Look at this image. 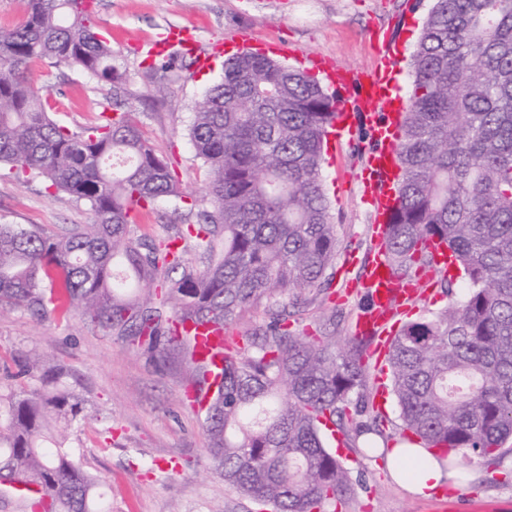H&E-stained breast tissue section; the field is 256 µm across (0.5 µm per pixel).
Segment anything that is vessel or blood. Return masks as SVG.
<instances>
[{
	"mask_svg": "<svg viewBox=\"0 0 512 512\" xmlns=\"http://www.w3.org/2000/svg\"><path fill=\"white\" fill-rule=\"evenodd\" d=\"M188 54L195 58L199 68H208L212 60L223 55L222 44H214L210 50H202L190 27L168 28L153 40L144 52L147 62L156 63L173 54ZM311 69L335 75L338 84L347 95L339 106V118H346L350 106H357L365 117L368 133L366 160L360 175L364 200L375 215L371 238L372 259L367 264L362 286L366 303L358 313L355 333L372 338L370 355L383 361L388 346L395 334L394 317L407 312L409 304L419 296L420 276L394 275L387 264L383 242L388 231V214L396 202L394 175L388 167L393 158L398 140L397 125L391 114L384 112L383 105L390 90V81L396 80V72L387 65H380L369 73L349 70L326 57H315L310 61ZM174 338L189 337L194 344L198 360L223 364L231 346L223 326L199 324L191 320H174L171 327Z\"/></svg>",
	"mask_w": 512,
	"mask_h": 512,
	"instance_id": "b4317fda",
	"label": "vessel or blood"
}]
</instances>
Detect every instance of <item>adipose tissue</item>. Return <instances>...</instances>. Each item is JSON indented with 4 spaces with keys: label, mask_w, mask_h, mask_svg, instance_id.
<instances>
[{
    "label": "adipose tissue",
    "mask_w": 512,
    "mask_h": 512,
    "mask_svg": "<svg viewBox=\"0 0 512 512\" xmlns=\"http://www.w3.org/2000/svg\"><path fill=\"white\" fill-rule=\"evenodd\" d=\"M392 478L409 491L426 497L451 479L452 473L432 451L417 445L402 443L387 454Z\"/></svg>",
    "instance_id": "adipose-tissue-1"
}]
</instances>
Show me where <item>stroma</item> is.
<instances>
[{"mask_svg": "<svg viewBox=\"0 0 512 512\" xmlns=\"http://www.w3.org/2000/svg\"><path fill=\"white\" fill-rule=\"evenodd\" d=\"M100 33L112 43V63L127 78L122 99L157 154L168 159L181 197H167L143 210L134 235L165 241L173 225L190 222L188 203L209 209L205 171L189 142L194 105L222 79L223 62L199 70L188 55L167 71L145 65L138 44L171 26L193 25L201 46L223 42L225 55L260 51L296 67L322 55L363 72L381 63L371 32L393 31L399 87L409 85L408 61L431 0H97ZM252 41L242 42L241 32ZM33 85L61 105L56 120L78 131L111 109L112 87L77 67L43 62L30 72ZM367 142L362 118L345 138L329 136L322 162L325 191L338 241L336 275L298 320L297 329L318 333L335 319L336 333H354L364 301L358 284L369 258L374 217L361 200L359 175ZM85 204L0 170V224H41L57 229L90 224ZM39 351L64 368L62 382L93 410V419L66 427L85 470L102 478L112 512H261V505L225 487L208 451L203 418L187 399L183 371L161 370L137 345L97 325L51 318L38 321L16 309L0 313V358ZM350 472L352 490L342 512H438L437 497L421 498L393 481L385 457L335 445ZM177 470H170V463ZM460 488H447L454 508L477 504L483 512H512V451L497 463L462 459Z\"/></svg>", "mask_w": 512, "mask_h": 512, "instance_id": "obj_1", "label": "stroma"}]
</instances>
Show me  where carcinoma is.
I'll return each instance as SVG.
<instances>
[{
  "label": "carcinoma",
  "instance_id": "cac0c4a2",
  "mask_svg": "<svg viewBox=\"0 0 512 512\" xmlns=\"http://www.w3.org/2000/svg\"><path fill=\"white\" fill-rule=\"evenodd\" d=\"M20 22L0 28V166L41 178L94 214L56 231L0 224V311L38 320L95 323L137 344L162 368L178 361L186 389L206 395L203 428L224 483L274 512H336L351 491L347 469L322 430L365 456L379 452L388 420L368 409V339L290 330L288 296L328 288L337 238L323 186L324 142L339 100L307 73L243 52L195 104L188 136L205 167L211 209L176 227L167 243L131 234L132 207L181 190L119 104L81 131L52 119L57 105L33 86V64L74 66L125 90L112 46L94 31L86 0H22ZM401 113L398 203L385 259L394 273L432 264L446 244L464 272L463 297L405 323L389 356L391 392L405 441L440 456L490 462L512 440V0H432L411 55ZM189 241L195 260L177 241ZM50 287H43L44 282ZM268 322L218 371L195 359L170 323L229 326L253 306ZM15 376L41 386L0 390V486H36L30 512H112L99 479L49 434L52 420L91 417L40 354Z\"/></svg>",
  "mask_w": 512,
  "mask_h": 512
}]
</instances>
